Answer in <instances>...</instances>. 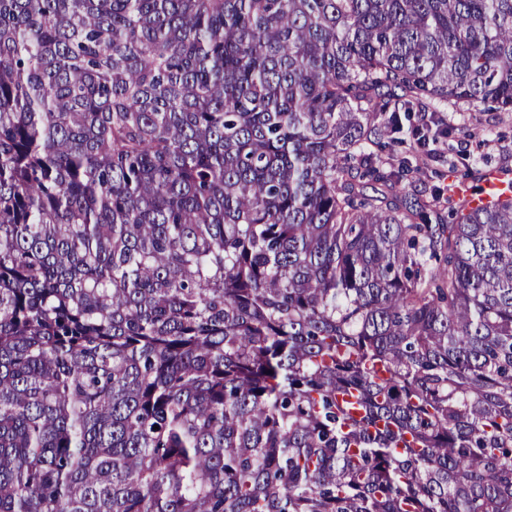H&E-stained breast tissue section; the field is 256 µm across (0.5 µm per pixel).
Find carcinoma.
Wrapping results in <instances>:
<instances>
[{"label": "carcinoma", "instance_id": "obj_1", "mask_svg": "<svg viewBox=\"0 0 512 512\" xmlns=\"http://www.w3.org/2000/svg\"><path fill=\"white\" fill-rule=\"evenodd\" d=\"M512 111V0H0V512H512V195L372 147Z\"/></svg>", "mask_w": 512, "mask_h": 512}]
</instances>
